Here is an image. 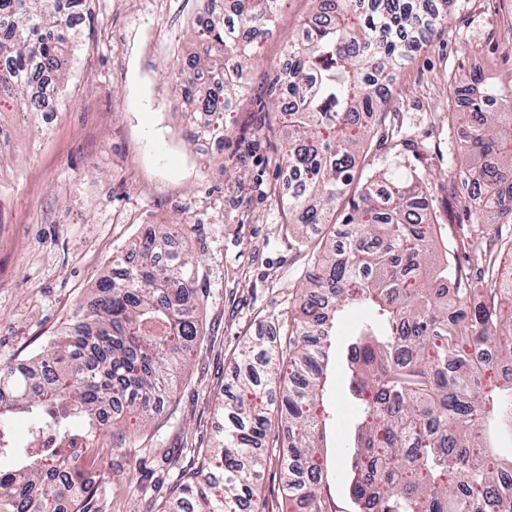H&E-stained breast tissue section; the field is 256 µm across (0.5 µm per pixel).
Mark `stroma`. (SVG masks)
Instances as JSON below:
<instances>
[{
  "label": "stroma",
  "instance_id": "obj_1",
  "mask_svg": "<svg viewBox=\"0 0 512 512\" xmlns=\"http://www.w3.org/2000/svg\"><path fill=\"white\" fill-rule=\"evenodd\" d=\"M87 7L68 53L55 126L7 119L13 134L0 149V365L29 362L113 274V255L130 251L158 224L188 221L193 230L183 246L202 297L198 348L175 397L149 426L136 428L134 414H126L116 424L130 434L121 449L113 448L111 433L101 434L97 493L85 506L162 512L194 448L224 425L217 399L240 348L259 324L286 328L310 269L283 206L288 171L274 164L281 140L267 130L277 110L267 86L313 3L286 0L224 114L222 147L208 154L190 141L181 105L166 97L192 47L202 0H89ZM474 73L512 80V0H457L390 86L386 120L360 157L366 174L397 152L430 172L442 221L439 253L457 231L446 208L447 159L462 136L448 119L450 85ZM348 386L347 369L337 363L326 406L341 419L328 434L332 478L325 489L336 512L350 508ZM267 440L265 512H289L276 432Z\"/></svg>",
  "mask_w": 512,
  "mask_h": 512
}]
</instances>
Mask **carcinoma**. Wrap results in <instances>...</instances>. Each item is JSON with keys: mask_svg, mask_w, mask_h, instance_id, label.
<instances>
[{"mask_svg": "<svg viewBox=\"0 0 512 512\" xmlns=\"http://www.w3.org/2000/svg\"><path fill=\"white\" fill-rule=\"evenodd\" d=\"M85 0H0V116L28 120L41 104L30 97L40 80L57 90L63 56L78 38L72 15ZM205 0L206 16L175 79L192 110L216 103L193 81L224 72V98L240 92L239 72L252 46L271 31L281 0H234L227 24ZM300 38L285 46L288 70L270 93L289 98L280 111L284 147L277 163L301 175L288 195L289 224L319 232L288 338L272 327L250 337L236 367L237 393L219 400L224 433L178 475L164 512H263L265 443L282 428V488L294 512H335L322 496L331 460L319 410L328 380L331 338L342 316L364 311L346 350L351 404L348 495L353 512H512V455L494 438L512 435V85L452 83L453 100L473 90L448 119L463 129L449 164L448 196L460 204L461 244L473 253L481 287L462 274L451 250L438 259L439 226L430 174L391 158V172L369 176L342 218L336 204L357 177L361 145L385 114L387 91L401 65L457 0H314ZM473 186L482 203L470 205ZM167 224L132 249L137 261L99 283L98 294L49 341L33 364L43 381L0 367V512H58L97 488L83 478L99 455L96 433L112 425L108 410L134 407L148 424L177 388L201 329L192 259L171 251ZM455 280L456 288L438 287ZM51 434L50 448H21L8 437L12 414ZM84 447H73L75 424Z\"/></svg>", "mask_w": 512, "mask_h": 512, "instance_id": "1", "label": "carcinoma"}]
</instances>
